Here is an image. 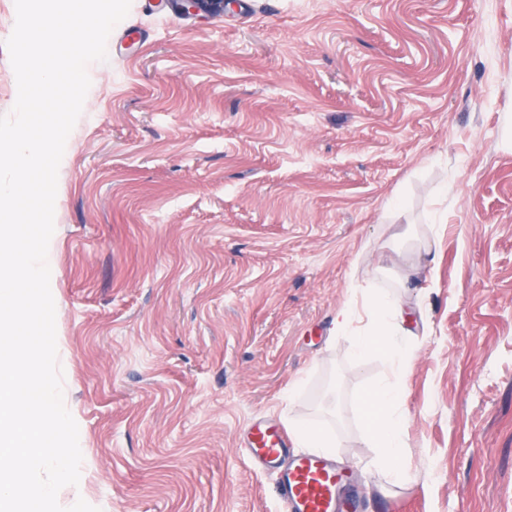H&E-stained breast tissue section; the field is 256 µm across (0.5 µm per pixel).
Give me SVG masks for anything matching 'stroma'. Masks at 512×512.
Segmentation results:
<instances>
[{"label": "stroma", "mask_w": 512, "mask_h": 512, "mask_svg": "<svg viewBox=\"0 0 512 512\" xmlns=\"http://www.w3.org/2000/svg\"><path fill=\"white\" fill-rule=\"evenodd\" d=\"M88 74L47 257L83 456L59 503L283 512L242 448L263 418L334 432L361 512H512V0H132ZM391 291L409 367L352 364L337 310ZM171 7L184 15H196L204 13L224 12V0H166ZM404 399V390L398 383L374 386L366 396L368 402L369 441L378 448L380 460L389 479L402 481L404 469L401 464L403 455L401 430L404 415L400 405Z\"/></svg>", "instance_id": "stroma-1"}]
</instances>
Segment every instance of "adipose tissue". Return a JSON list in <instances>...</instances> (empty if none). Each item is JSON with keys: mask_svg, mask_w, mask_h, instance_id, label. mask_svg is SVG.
<instances>
[{"mask_svg": "<svg viewBox=\"0 0 512 512\" xmlns=\"http://www.w3.org/2000/svg\"><path fill=\"white\" fill-rule=\"evenodd\" d=\"M368 306L373 321L357 336L354 358H361L377 349L386 354L396 369H406L412 358V349L399 337L400 325L405 320V307L400 295L372 294ZM403 399L404 390L397 383L376 385L366 397L369 441L377 448L385 472L394 482L402 481L404 477L401 464L404 416L400 410Z\"/></svg>", "mask_w": 512, "mask_h": 512, "instance_id": "adipose-tissue-1", "label": "adipose tissue"}]
</instances>
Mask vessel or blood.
<instances>
[{"mask_svg": "<svg viewBox=\"0 0 512 512\" xmlns=\"http://www.w3.org/2000/svg\"><path fill=\"white\" fill-rule=\"evenodd\" d=\"M245 452L250 461L274 471L284 512H355V500L341 497L348 483L344 467L325 455H297L279 425L254 423Z\"/></svg>", "mask_w": 512, "mask_h": 512, "instance_id": "1", "label": "vessel or blood"}]
</instances>
